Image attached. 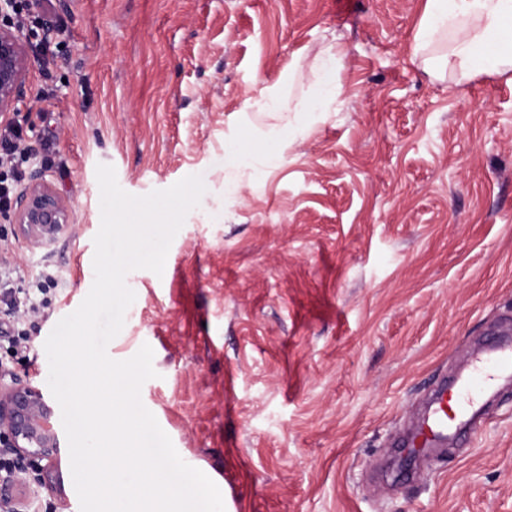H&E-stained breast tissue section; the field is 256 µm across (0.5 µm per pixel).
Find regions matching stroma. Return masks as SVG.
<instances>
[{
    "label": "stroma",
    "instance_id": "35a3bbf8",
    "mask_svg": "<svg viewBox=\"0 0 512 512\" xmlns=\"http://www.w3.org/2000/svg\"><path fill=\"white\" fill-rule=\"evenodd\" d=\"M424 0H43L11 21L33 59L17 116L68 202L75 235L31 248L0 218V264L57 277L13 379L48 391L45 342L94 282L96 167L143 196L189 175L205 192L162 274L107 346L142 345V404L225 512H512V385L462 446L386 455L434 383L512 330V76L453 85L410 60ZM341 102L269 167L228 168L224 142L280 122L324 47ZM303 79L289 81L294 66Z\"/></svg>",
    "mask_w": 512,
    "mask_h": 512
}]
</instances>
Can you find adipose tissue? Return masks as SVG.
I'll use <instances>...</instances> for the list:
<instances>
[{
    "instance_id": "adipose-tissue-1",
    "label": "adipose tissue",
    "mask_w": 512,
    "mask_h": 512,
    "mask_svg": "<svg viewBox=\"0 0 512 512\" xmlns=\"http://www.w3.org/2000/svg\"><path fill=\"white\" fill-rule=\"evenodd\" d=\"M415 54L446 41V63L458 79L467 80L480 73L503 74L512 70V0H426L419 21ZM344 55L343 49L327 46L320 52L322 77L311 84L306 104H294L278 93H270L260 108L265 112H306L313 115L329 111L342 89L331 72ZM299 123L287 121L272 129L259 148L241 140L225 142L224 150L234 169L247 168L255 160L276 165L283 139L297 136Z\"/></svg>"
}]
</instances>
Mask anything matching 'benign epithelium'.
I'll return each mask as SVG.
<instances>
[{
	"label": "benign epithelium",
	"mask_w": 512,
	"mask_h": 512,
	"mask_svg": "<svg viewBox=\"0 0 512 512\" xmlns=\"http://www.w3.org/2000/svg\"><path fill=\"white\" fill-rule=\"evenodd\" d=\"M14 8L15 0H0V126L14 124L29 93L32 61L22 36L8 22ZM3 217L32 247L57 239L74 224L71 207L40 171L15 192ZM0 446L10 449L16 462L12 482L0 489L3 512H22L35 486L54 493L59 435L52 408L29 383H0Z\"/></svg>",
	"instance_id": "7a95c632"
}]
</instances>
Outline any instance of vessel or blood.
<instances>
[{"mask_svg":"<svg viewBox=\"0 0 512 512\" xmlns=\"http://www.w3.org/2000/svg\"><path fill=\"white\" fill-rule=\"evenodd\" d=\"M511 375L512 344L489 347L469 370L435 391L430 408L411 441L412 448L446 442L449 436L470 426L471 413L481 396L499 377Z\"/></svg>","mask_w":512,"mask_h":512,"instance_id":"vessel-or-blood-1","label":"vessel or blood"}]
</instances>
